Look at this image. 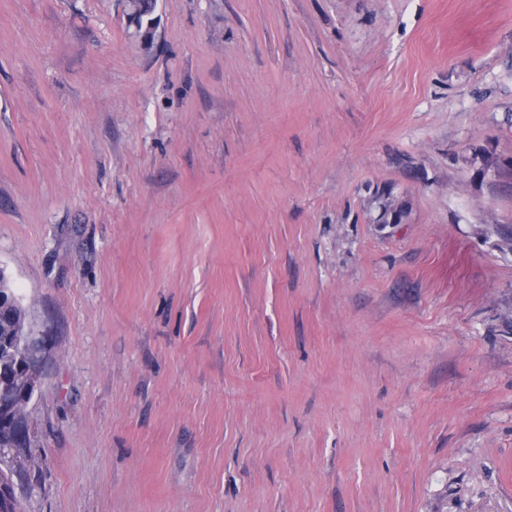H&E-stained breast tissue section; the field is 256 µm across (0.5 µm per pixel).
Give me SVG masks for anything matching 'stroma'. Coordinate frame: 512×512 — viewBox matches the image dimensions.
Instances as JSON below:
<instances>
[{"mask_svg": "<svg viewBox=\"0 0 512 512\" xmlns=\"http://www.w3.org/2000/svg\"><path fill=\"white\" fill-rule=\"evenodd\" d=\"M0 0L20 512H512V0ZM128 2L129 11L132 19L137 23L139 35L147 37L151 33L155 19L152 5L148 0H129ZM136 23L134 21L131 23L135 29H137Z\"/></svg>", "mask_w": 512, "mask_h": 512, "instance_id": "1", "label": "stroma"}]
</instances>
